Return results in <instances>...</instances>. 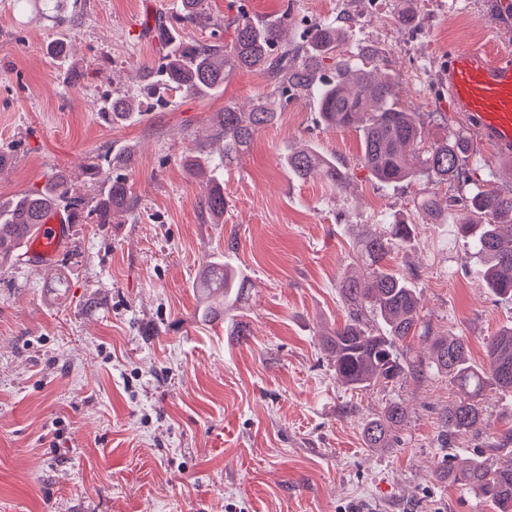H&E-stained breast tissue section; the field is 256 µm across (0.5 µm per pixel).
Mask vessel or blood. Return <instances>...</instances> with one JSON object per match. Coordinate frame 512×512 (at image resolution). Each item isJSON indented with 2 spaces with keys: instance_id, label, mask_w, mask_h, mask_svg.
<instances>
[{
  "instance_id": "1",
  "label": "vessel or blood",
  "mask_w": 512,
  "mask_h": 512,
  "mask_svg": "<svg viewBox=\"0 0 512 512\" xmlns=\"http://www.w3.org/2000/svg\"><path fill=\"white\" fill-rule=\"evenodd\" d=\"M449 106L472 118L496 159L512 163V55L482 49L455 50L444 72ZM68 231L57 214L40 225L29 251L36 264L50 263Z\"/></svg>"
}]
</instances>
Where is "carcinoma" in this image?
Wrapping results in <instances>:
<instances>
[{
  "instance_id": "obj_1",
  "label": "carcinoma",
  "mask_w": 512,
  "mask_h": 512,
  "mask_svg": "<svg viewBox=\"0 0 512 512\" xmlns=\"http://www.w3.org/2000/svg\"><path fill=\"white\" fill-rule=\"evenodd\" d=\"M289 15L287 7L274 18L256 22L241 12L221 26L213 23L208 0H178L175 13L156 19L160 66L139 72L137 94L106 99L100 111L114 124L126 123L146 111L147 100L163 90L205 98L224 91V83L238 72L262 73L274 96L256 97L246 112L224 106L215 117L213 144L217 145V155L186 158L194 175L206 178L210 186L201 201V213L216 220L224 216V170L249 150L255 133L273 124L288 102L309 97L316 102L326 126L360 132V161L377 182H453L466 177L471 183L467 196H452L444 206L424 197L416 209L432 224L448 223L450 212L459 205L466 209L470 219L455 225L456 235L482 259L478 274L491 292L512 298V193L487 189L488 180L477 179L474 168L466 173L468 140L464 134L424 146L421 126L397 102L392 78L373 80L358 64L336 58L342 31L336 22L315 21L290 39ZM186 25L210 29V38L183 39L178 30ZM229 29L232 36L227 40L223 31ZM329 60L334 64H327ZM134 153V149L121 146L86 166L83 175L91 188L88 196L75 192L68 172L60 170L40 188L0 198V259L20 261L22 249L35 236L38 225L52 214L61 213L74 224H112L116 216L133 211L136 201L127 170ZM282 162L299 179L318 176L339 190L347 187L348 174L336 164V158L310 144L287 151ZM410 237V225L397 220L389 225L388 232L356 241L354 261L359 274L347 275L339 283L346 319L331 335L322 337L321 343L337 380L355 390L395 382L410 369L420 373L430 367L448 374L458 386V399L448 405L444 418L447 437L475 434L482 428L478 398L484 388L512 392V327L492 337L486 362L479 367L469 362L465 339L453 335L435 339L430 363L406 361L399 347L428 330L419 323V292L405 274L388 265L387 257L395 245L406 243ZM245 285L246 280L231 266L222 261L210 263L198 284L204 313L237 305ZM404 417V407L395 401L382 417L364 423L368 446L388 447L392 426ZM444 472L480 489L498 512H512V457L503 459L493 470L474 460L457 470L445 454L439 467V473Z\"/></svg>"
}]
</instances>
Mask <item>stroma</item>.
<instances>
[{
    "label": "stroma",
    "instance_id": "stroma-1",
    "mask_svg": "<svg viewBox=\"0 0 512 512\" xmlns=\"http://www.w3.org/2000/svg\"><path fill=\"white\" fill-rule=\"evenodd\" d=\"M177 0H0V146L14 162L0 197L79 172L112 147L133 145L134 212L115 224H75L52 265H0V512H494L460 481L437 473L442 420L457 388L447 374L409 372L354 391L320 344L345 319L341 278L355 271V236L412 226L390 264L420 291L430 333L405 343L428 359L434 337H464L475 363L512 326V300L476 275L477 255L450 224H429L414 200L465 195L468 185L379 184L360 162L352 128L324 126L312 99L289 103L224 173L219 222L200 212L207 193L183 159L209 149L225 105L248 108L271 87L233 76L211 99L178 93L136 120L114 124L103 96L133 92L140 65L158 59L142 34L149 15ZM292 5L290 33L342 21L340 58H376L397 100L416 112L426 145L470 132L481 178L512 191L476 125L448 108L443 73L461 46L512 50V0H210L214 22L238 11L256 21ZM417 28L386 24L400 10ZM64 38L68 57L50 45ZM310 142L335 156L346 190L298 180L280 160ZM224 257L248 281L246 301L203 318L202 269ZM64 278L63 296L55 294ZM248 333H234L236 323ZM405 408L389 447L370 448L366 421ZM483 428L452 453L487 467L512 454V392L486 388Z\"/></svg>",
    "mask_w": 512,
    "mask_h": 512
}]
</instances>
